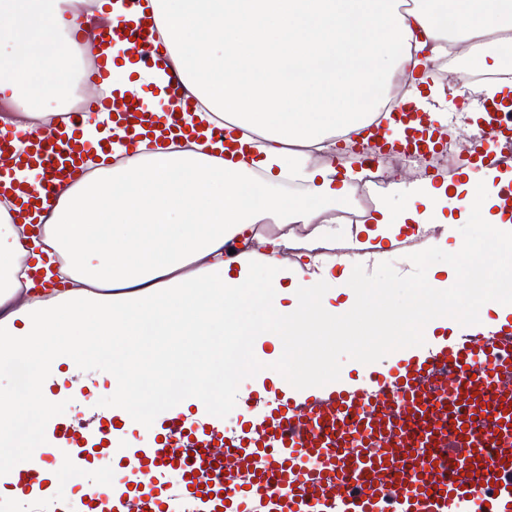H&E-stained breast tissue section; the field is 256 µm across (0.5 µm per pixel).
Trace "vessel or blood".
Segmentation results:
<instances>
[{
  "label": "vessel or blood",
  "mask_w": 512,
  "mask_h": 512,
  "mask_svg": "<svg viewBox=\"0 0 512 512\" xmlns=\"http://www.w3.org/2000/svg\"><path fill=\"white\" fill-rule=\"evenodd\" d=\"M128 12L98 28L92 83L110 81L104 47L125 38L131 62L149 68L164 55L148 0H125ZM167 102L147 108L134 90L109 95L64 113L49 131L0 126V156L37 168V183L0 179V198L11 217L39 219L42 205L74 186L88 169L90 150L80 130L101 111L113 114L133 149L158 139L190 140L179 122L194 108L181 73L168 67ZM408 136L432 137L436 126L423 112H401ZM489 137L477 143L471 171L496 167L512 145V125L483 117ZM247 411L265 407L262 420L226 431L202 417L157 415L149 445L129 440L131 476L147 474L142 487L113 497L114 512H512V315L491 326L445 329L427 346H403L381 371L330 383L265 385L243 399ZM55 437L65 448L103 445L65 425Z\"/></svg>",
  "instance_id": "vessel-or-blood-1"
}]
</instances>
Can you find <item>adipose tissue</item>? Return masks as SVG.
Masks as SVG:
<instances>
[{
  "label": "adipose tissue",
  "instance_id": "ef3b65f1",
  "mask_svg": "<svg viewBox=\"0 0 512 512\" xmlns=\"http://www.w3.org/2000/svg\"><path fill=\"white\" fill-rule=\"evenodd\" d=\"M61 0H0V91L23 97L28 116L61 112L73 72L60 56L65 31ZM168 54L188 91L201 103L186 124L227 116L240 150L211 156L209 144L160 148L98 165L89 178L47 205L44 223H0V370L22 362L24 387L0 384V477L25 498L21 474L38 469L47 488L37 499L54 512L63 494L53 481L60 448L53 428L61 412L51 392L64 377L99 362L113 409L143 439L152 417L190 410L223 419L226 399L242 400L237 381L254 370L252 349L272 337L287 370L281 383L313 371L305 336H332L336 313L325 299L351 281L365 257H344L339 275L310 261L282 258L287 228L307 224L343 202L356 174L308 164L334 132L369 137L372 117L385 110L397 73L410 79L408 99L440 120L422 89L431 74L423 52L463 37L481 67H499L512 41L489 45L488 33L512 29V0H414L407 15L398 0H151ZM113 87L163 89L159 68L127 63L128 45L114 40ZM302 183L294 195L281 181ZM512 174L487 169L465 182L425 178L404 192L399 210L379 209L368 241L397 244L403 227L417 232L454 221L508 229L499 187ZM454 214H447V207ZM280 233L268 252L251 250L254 227L266 217ZM244 250L225 258L228 242ZM34 255L28 291L19 301L15 276ZM444 280L402 310L417 331L481 322L473 307L449 304ZM182 394L167 401V384Z\"/></svg>",
  "mask_w": 512,
  "mask_h": 512
}]
</instances>
